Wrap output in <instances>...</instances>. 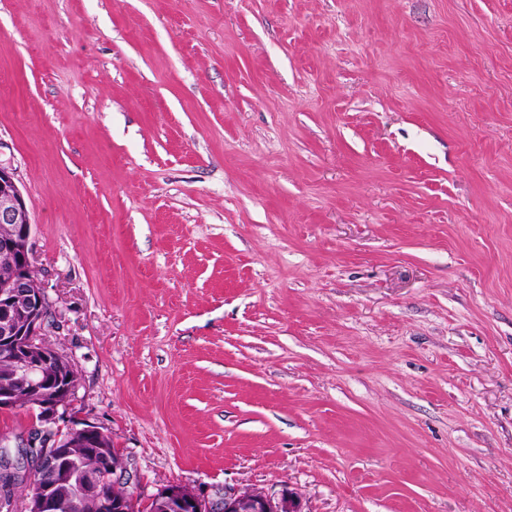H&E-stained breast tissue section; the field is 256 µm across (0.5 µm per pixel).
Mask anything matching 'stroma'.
<instances>
[{
    "label": "stroma",
    "mask_w": 512,
    "mask_h": 512,
    "mask_svg": "<svg viewBox=\"0 0 512 512\" xmlns=\"http://www.w3.org/2000/svg\"><path fill=\"white\" fill-rule=\"evenodd\" d=\"M1 159L144 494L512 512V0H0Z\"/></svg>",
    "instance_id": "stroma-1"
}]
</instances>
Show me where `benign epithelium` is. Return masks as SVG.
Returning a JSON list of instances; mask_svg holds the SVG:
<instances>
[{
    "label": "benign epithelium",
    "instance_id": "7a95c632",
    "mask_svg": "<svg viewBox=\"0 0 512 512\" xmlns=\"http://www.w3.org/2000/svg\"><path fill=\"white\" fill-rule=\"evenodd\" d=\"M34 224L31 204L26 200L11 165L0 162V347L11 351L16 364V384L0 390V410L18 407L17 389L36 399L41 411L39 424L31 428L18 452L31 457L29 448H41L36 466L53 473L40 495L29 505V512H62L64 505L79 512L92 503L96 512H300V496L284 488L272 495L256 489H202L182 484H164L147 498L137 491L138 481L122 464L112 469L108 491H101L99 476L108 463L105 449L87 454L100 444L104 433L85 424L61 431L57 426L59 407L72 390L51 394L45 391L57 352L45 346L40 336L52 314V303L38 278L33 263ZM0 473L26 480L30 469L10 458L1 447ZM75 484L76 497L66 503L59 488Z\"/></svg>",
    "mask_w": 512,
    "mask_h": 512
}]
</instances>
